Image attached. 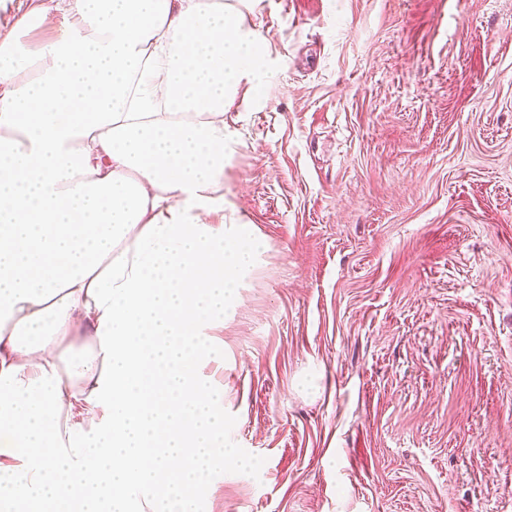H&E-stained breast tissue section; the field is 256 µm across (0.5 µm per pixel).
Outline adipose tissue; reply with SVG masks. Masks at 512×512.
Listing matches in <instances>:
<instances>
[{"label": "adipose tissue", "instance_id": "ef3b65f1", "mask_svg": "<svg viewBox=\"0 0 512 512\" xmlns=\"http://www.w3.org/2000/svg\"><path fill=\"white\" fill-rule=\"evenodd\" d=\"M253 0H57L0 39V512H190L237 464L198 372L259 244L214 223Z\"/></svg>", "mask_w": 512, "mask_h": 512}]
</instances>
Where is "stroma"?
<instances>
[{"instance_id": "1", "label": "stroma", "mask_w": 512, "mask_h": 512, "mask_svg": "<svg viewBox=\"0 0 512 512\" xmlns=\"http://www.w3.org/2000/svg\"><path fill=\"white\" fill-rule=\"evenodd\" d=\"M0 0V38L35 49ZM265 89L224 221L261 246L208 331L195 512H512V0H255Z\"/></svg>"}]
</instances>
